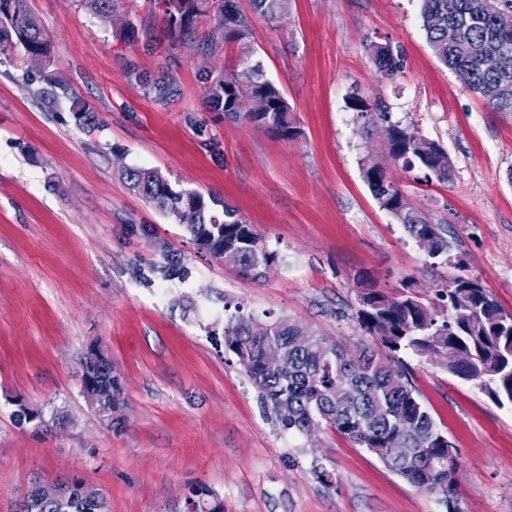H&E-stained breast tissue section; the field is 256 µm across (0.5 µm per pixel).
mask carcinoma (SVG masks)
Masks as SVG:
<instances>
[{"label": "carcinoma", "instance_id": "carcinoma-1", "mask_svg": "<svg viewBox=\"0 0 512 512\" xmlns=\"http://www.w3.org/2000/svg\"><path fill=\"white\" fill-rule=\"evenodd\" d=\"M155 13L166 17L179 31L183 47L201 55L212 54L221 43L241 42L251 33V17L237 10L232 0H147ZM253 13L273 18L285 11L288 0H251ZM427 40L438 59L452 70L470 91L502 111L512 112V0H503L502 13L486 15L481 0H419ZM213 16L212 35L201 40L193 35L197 17ZM459 29V40L448 43V23ZM117 38L133 44L138 25L125 19ZM20 47L37 67L24 80L46 84L41 98L52 105L67 85L49 70L48 41L30 15L26 0H0V46ZM376 68L393 76L403 67L399 50L373 46ZM146 88L160 99L178 91L171 75L140 76ZM210 108L224 117L265 129L283 140L300 134L291 119V106L281 89L266 78L261 62L247 54L231 72L202 77ZM353 107L367 123L381 125L383 147L405 170L416 167L425 181H448L453 172L447 151L426 137L415 124L391 119L382 103L367 104L352 97ZM72 112L81 125L95 123L89 105L75 100ZM125 178L132 190L159 210L185 225L198 250L235 267L242 275L258 279L277 254L268 250L253 225L238 210L195 192L175 191L157 169L128 167ZM363 175L381 209L390 213L436 264L453 269L436 291L439 304L417 294L408 282L391 292L366 288V305L356 311L359 327L375 337L385 353L369 348L354 353L330 344L322 336L286 318L260 322L240 315L224 328V349L231 352L273 410L279 426L288 432L306 433L310 426H326L376 455L393 473L416 488L455 499L456 488L448 472V436L434 421L401 366L406 352L444 354L448 373L472 382L498 406L512 405V372L504 355L512 350V323L507 311L480 280L465 274L464 263L448 255V239L442 225L433 224L414 207L398 182L381 171L378 162L365 159ZM222 207L217 211L216 207ZM283 349L287 364L276 370L264 362L266 348ZM82 393L104 421L114 425L113 415L122 404L123 387L111 362L101 351L81 361ZM20 424L48 428L60 423L26 405L15 413ZM404 438L405 447L393 450L389 442ZM67 495L43 501L33 489L17 512H110L107 498L82 478L64 480ZM187 512H224V504L209 489L194 486L186 498Z\"/></svg>", "mask_w": 512, "mask_h": 512}]
</instances>
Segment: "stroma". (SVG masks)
Wrapping results in <instances>:
<instances>
[{
	"instance_id": "stroma-1",
	"label": "stroma",
	"mask_w": 512,
	"mask_h": 512,
	"mask_svg": "<svg viewBox=\"0 0 512 512\" xmlns=\"http://www.w3.org/2000/svg\"><path fill=\"white\" fill-rule=\"evenodd\" d=\"M51 68L69 86L46 109L22 51L0 48V512L34 485L78 475L110 512H185L204 486L224 512H448L438 496L389 471L329 429L282 431L235 359L215 348L236 313L286 318L348 350L375 346L359 327V283L403 280L433 297L449 269L431 265L362 177L376 157L432 223L449 253L512 312V112L459 81L426 39L419 0H289L254 18L249 44L202 57L181 48L148 0H135L139 41L120 43L118 16L82 0H27ZM402 49L388 77L372 44ZM283 91L300 136L287 141L212 111L202 71L244 53ZM172 74L155 98L137 73ZM388 105L438 141L450 181L425 182L380 152L353 96ZM93 108L78 125L73 99ZM128 167L160 170L174 190L237 208L277 255L257 280L200 252L173 218L130 189ZM119 374L120 430L84 397L90 348ZM420 398L459 453V512H512V408L448 373L442 358L406 354ZM63 410V425H18L17 403ZM328 471L333 486L319 478Z\"/></svg>"
}]
</instances>
